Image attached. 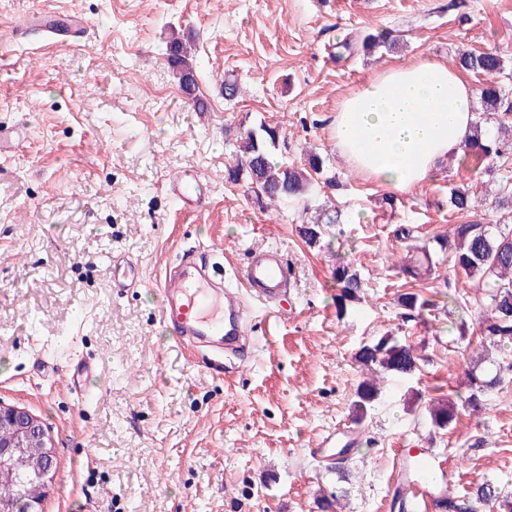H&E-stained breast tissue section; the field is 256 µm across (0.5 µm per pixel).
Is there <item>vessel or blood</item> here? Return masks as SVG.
<instances>
[{
	"mask_svg": "<svg viewBox=\"0 0 512 512\" xmlns=\"http://www.w3.org/2000/svg\"><path fill=\"white\" fill-rule=\"evenodd\" d=\"M84 27L82 19L61 14H48L33 21L21 18L14 24L17 33L35 30L61 42L78 38ZM169 191L182 208L195 210L203 203L204 188L197 176L170 181ZM215 273L206 258L183 256L176 268L165 273L160 320L171 329L178 343L215 336L225 353L240 356L248 347L247 325L252 317L238 291L213 294L217 285ZM234 275L240 289L250 290L259 302L267 305L279 303L291 281L287 261L272 249L254 251ZM411 468L416 478L409 483L408 490L419 505H428L432 496L443 490L446 469L430 451L414 454Z\"/></svg>",
	"mask_w": 512,
	"mask_h": 512,
	"instance_id": "b4317fda",
	"label": "vessel or blood"
}]
</instances>
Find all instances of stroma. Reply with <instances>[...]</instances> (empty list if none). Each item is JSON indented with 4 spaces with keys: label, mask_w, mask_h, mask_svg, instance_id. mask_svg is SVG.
Here are the masks:
<instances>
[{
    "label": "stroma",
    "mask_w": 512,
    "mask_h": 512,
    "mask_svg": "<svg viewBox=\"0 0 512 512\" xmlns=\"http://www.w3.org/2000/svg\"><path fill=\"white\" fill-rule=\"evenodd\" d=\"M33 12L91 24L75 44L0 40V125L21 140L0 156V406L26 408L52 437L43 512H318L316 497L340 486L342 512H389L404 448L446 459L453 494L486 479L512 493V380L452 430L434 429L426 411L467 393L479 350L450 342L446 308L452 294L474 300V281L440 253L430 278L400 270L408 243L451 225L512 226V212L491 207L512 179V149L487 174L448 156L418 188L391 193L351 173L332 141L341 100L388 65L451 64L462 45L512 57V0H0V31ZM375 30L400 45L360 50ZM173 37L200 63L196 100L172 75ZM346 42L354 53L341 52ZM228 77L243 88L233 100ZM262 123L279 129L274 160L298 165L316 151L335 188L264 209L227 183L241 133ZM181 170L207 186L198 210L168 192ZM460 184L478 210H451ZM319 208L340 209L341 221L313 247L301 226ZM261 247L292 272L278 322L257 324L243 367L209 365L206 348L180 346L159 323L163 272L186 252L241 264ZM340 258L363 282L341 318ZM123 259L137 263L142 287H113ZM404 292L439 308L402 322ZM386 333L417 348L420 370L384 378L358 428L350 405L369 372L355 355ZM76 358L99 365L81 395L64 381ZM341 428L361 436L344 482L317 449ZM480 436L485 446L473 447Z\"/></svg>",
    "instance_id": "1"
}]
</instances>
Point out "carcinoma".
<instances>
[{"mask_svg": "<svg viewBox=\"0 0 512 512\" xmlns=\"http://www.w3.org/2000/svg\"><path fill=\"white\" fill-rule=\"evenodd\" d=\"M363 48L375 51L396 48L398 40L387 32L367 33L362 40ZM172 72L182 92L188 96L195 94L198 67L195 59L176 37L167 44ZM456 65L465 72L487 77V84L481 90V98L486 111L509 112L505 106V93L495 78L505 75L506 65L502 54L497 50L476 52L461 49L457 52ZM278 128L262 124L257 129L248 130L240 137L236 164L225 169V180L231 184L245 182L262 207L294 201L312 193L319 185L318 178L324 177L329 187L336 186V178L324 176L322 157L310 152L305 163L274 164L270 160V147L275 145ZM506 142L496 134L474 126L472 138L463 146L461 157L475 172L482 170L484 159L499 156ZM449 203L457 213L470 212L476 208L477 200L468 190L452 189ZM334 224L337 216L322 217L318 214L301 227L307 242H320L323 220ZM440 252L448 253L454 265L467 277L478 280L482 288L476 304L486 309V313L472 325L466 319V310L460 309L457 320L451 322L449 333L457 340L469 342L479 340L484 355L496 350L506 353L512 347V228L498 224L478 222L455 224L448 235L436 239ZM403 264V272L410 277H418L421 272L432 271L430 249L426 246L414 249ZM336 307L343 312L346 303L359 300L362 281L349 265L336 266ZM402 317L413 321L430 307L429 300L420 298L415 292H406L398 297ZM357 361L373 373H383L395 377H411L419 372V357L413 348L395 336H382L363 345L357 353ZM492 374H487L474 365L467 370L468 393L460 403L450 397L438 398L427 408L430 422L437 430H450L457 423L460 408L473 411L483 407L485 398L503 381L507 371L512 372V364L492 363ZM380 393L377 379L362 381L356 390L352 403V419L362 424L373 402ZM46 484L34 474V468L25 448L13 449L12 455L0 468V512H27V509L41 501ZM438 512H512V494H506L491 480L476 485L472 491L462 496L442 495L433 500Z\"/></svg>", "mask_w": 512, "mask_h": 512, "instance_id": "obj_1", "label": "carcinoma"}]
</instances>
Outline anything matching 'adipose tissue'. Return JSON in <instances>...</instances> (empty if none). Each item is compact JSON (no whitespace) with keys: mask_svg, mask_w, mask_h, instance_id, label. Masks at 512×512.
<instances>
[{"mask_svg":"<svg viewBox=\"0 0 512 512\" xmlns=\"http://www.w3.org/2000/svg\"><path fill=\"white\" fill-rule=\"evenodd\" d=\"M476 90L441 60L391 66L346 96L332 139L350 170L383 188L410 190L471 134Z\"/></svg>","mask_w":512,"mask_h":512,"instance_id":"adipose-tissue-1","label":"adipose tissue"}]
</instances>
